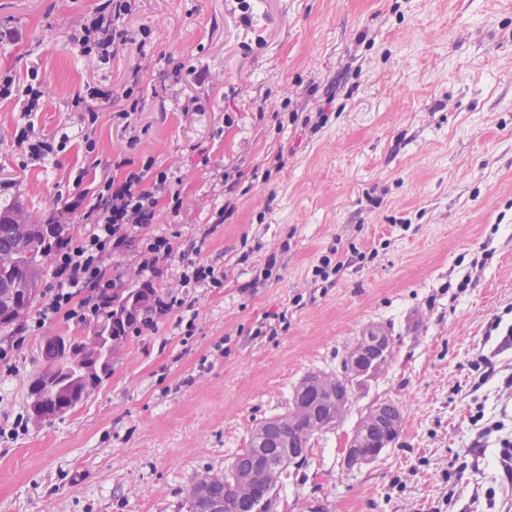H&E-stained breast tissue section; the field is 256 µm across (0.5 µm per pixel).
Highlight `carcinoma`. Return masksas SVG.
<instances>
[{
	"mask_svg": "<svg viewBox=\"0 0 512 512\" xmlns=\"http://www.w3.org/2000/svg\"><path fill=\"white\" fill-rule=\"evenodd\" d=\"M21 209L17 206L0 210V252L10 256V263L0 267V329L15 324L28 311L37 299L38 284L44 265L54 249V245L63 238L65 228L61 224L30 223L22 237L5 234V225L16 223ZM159 295L157 289L145 283L136 289L122 286L112 289V295L93 328L103 331L115 342L127 337L130 324L137 317L150 311L154 298ZM112 363L104 362L103 368L96 370L87 387L68 400L54 405L46 414V420L64 415L84 402L108 376ZM308 377H303L296 387L291 405L301 399L310 400L317 405V418L322 420L330 412L331 405L324 399H317L313 388L307 386ZM291 411L270 417L255 428L247 446L241 449L229 468L221 476L212 477L207 494L199 496L194 488H189L187 512H207L210 507L219 505V509L238 512L240 508V482L243 473L262 463H279L278 483L284 486L291 476L290 469L300 470L308 463L309 450H300L288 455V416ZM271 431L268 446L257 448L254 445L259 433Z\"/></svg>",
	"mask_w": 512,
	"mask_h": 512,
	"instance_id": "obj_1",
	"label": "carcinoma"
}]
</instances>
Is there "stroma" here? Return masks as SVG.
Masks as SVG:
<instances>
[{
    "label": "stroma",
    "mask_w": 512,
    "mask_h": 512,
    "mask_svg": "<svg viewBox=\"0 0 512 512\" xmlns=\"http://www.w3.org/2000/svg\"><path fill=\"white\" fill-rule=\"evenodd\" d=\"M100 3L0 0V73L24 84L38 68L51 104L28 119L69 137L56 157L20 167L11 134L27 119L0 100V181L12 184L0 209L55 217L76 238L85 227L65 197L76 171L92 193L116 176L113 155L152 161L179 179L183 199L175 216L161 197L146 230L175 247L153 286L168 291L194 256L220 267L224 285L190 289L193 335L179 312L156 315L155 331L127 337L82 405L0 437V512H187L195 478L223 474L302 377L336 370L371 325L396 355L319 434L281 512H432L447 489L462 507L490 485L511 503L495 449L454 485L445 475L471 441L474 402L512 431V353L478 391L468 379L488 321L512 307V0H140L123 21L130 43L107 64L67 33ZM180 63L196 75L169 81ZM132 79L144 106L136 144L106 109L86 153L77 94ZM192 98L201 109L185 113ZM226 204L233 213L219 217ZM333 246L365 258L314 286L311 270ZM271 257L272 277L251 287ZM279 313L286 331L254 335ZM87 331L53 317L27 336L13 375L0 376V426L26 413L46 338ZM387 399L405 412L398 438L343 469L348 437Z\"/></svg>",
    "instance_id": "35a3bbf8"
}]
</instances>
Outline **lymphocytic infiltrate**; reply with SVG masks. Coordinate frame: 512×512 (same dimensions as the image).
<instances>
[{"label": "lymphocytic infiltrate", "mask_w": 512, "mask_h": 512, "mask_svg": "<svg viewBox=\"0 0 512 512\" xmlns=\"http://www.w3.org/2000/svg\"><path fill=\"white\" fill-rule=\"evenodd\" d=\"M138 0H104L94 11L90 20L70 30L69 37L81 54L96 55L101 63H109L117 49L129 41L120 22L132 14ZM84 97L90 105L81 113L83 143L87 153L97 149L95 125L99 115L97 106L123 100L122 109L114 116L123 123L124 129H131L132 120L141 105L134 95L133 86L121 89L85 86ZM0 98L13 99L19 104L24 115L42 111L49 96L44 83L38 77H31L28 84L17 85L12 75H0ZM116 168L126 169L123 179L108 178L95 193L94 203H86L79 188L82 176H75L72 185L77 194L71 204L78 210L79 221L85 226L78 238L62 240L54 250L52 263V285L46 294V302L38 315L28 324V331L41 328L46 318L59 316L76 324H84L98 316L104 302L111 293L115 281L107 274L110 260L123 254L135 237L156 223L159 216V195L167 193L172 214H179L182 206L181 191L167 172L154 170L152 162L136 164L133 157L123 156L115 162ZM184 271L180 276L177 290L157 296L155 310L165 313L184 305L179 291L207 285L221 287L224 273L214 265L184 259ZM487 336L497 337L498 343L491 352L479 353L470 363L474 387H481L493 376L494 359L512 349V322L503 316H495L488 324Z\"/></svg>", "instance_id": "f902f5d3"}]
</instances>
